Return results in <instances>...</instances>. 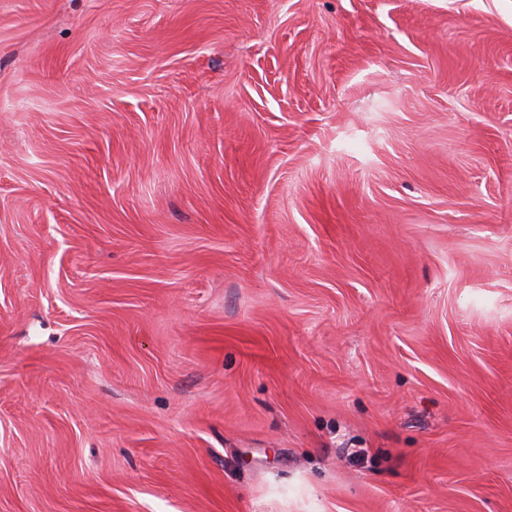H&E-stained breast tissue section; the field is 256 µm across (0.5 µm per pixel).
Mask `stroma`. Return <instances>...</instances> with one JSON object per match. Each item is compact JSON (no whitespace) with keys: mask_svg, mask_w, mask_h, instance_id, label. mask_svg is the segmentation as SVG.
Instances as JSON below:
<instances>
[{"mask_svg":"<svg viewBox=\"0 0 512 512\" xmlns=\"http://www.w3.org/2000/svg\"><path fill=\"white\" fill-rule=\"evenodd\" d=\"M0 512H512V0H0Z\"/></svg>","mask_w":512,"mask_h":512,"instance_id":"35a3bbf8","label":"stroma"}]
</instances>
